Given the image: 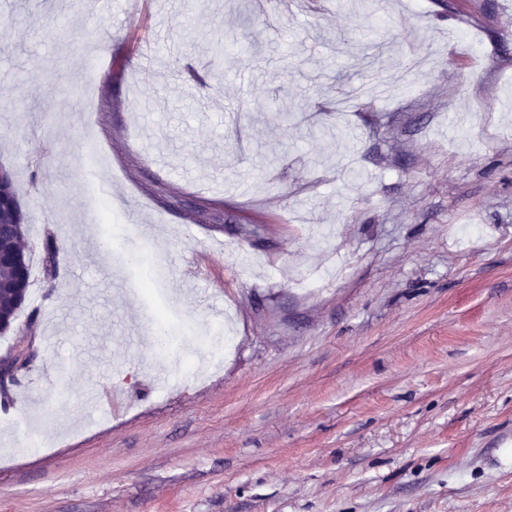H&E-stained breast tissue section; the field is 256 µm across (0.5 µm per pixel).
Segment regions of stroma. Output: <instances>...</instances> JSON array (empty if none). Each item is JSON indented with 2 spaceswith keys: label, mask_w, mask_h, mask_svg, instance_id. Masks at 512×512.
<instances>
[{
  "label": "stroma",
  "mask_w": 512,
  "mask_h": 512,
  "mask_svg": "<svg viewBox=\"0 0 512 512\" xmlns=\"http://www.w3.org/2000/svg\"><path fill=\"white\" fill-rule=\"evenodd\" d=\"M71 3L0 0V512H512V0ZM27 214L21 208L12 173L0 180V228L9 232V243L0 242V320L7 324L27 307L30 270L13 250L12 239L26 231ZM30 360L28 349L22 348L0 357V382L6 383L14 379L16 372Z\"/></svg>",
  "instance_id": "35a3bbf8"
}]
</instances>
